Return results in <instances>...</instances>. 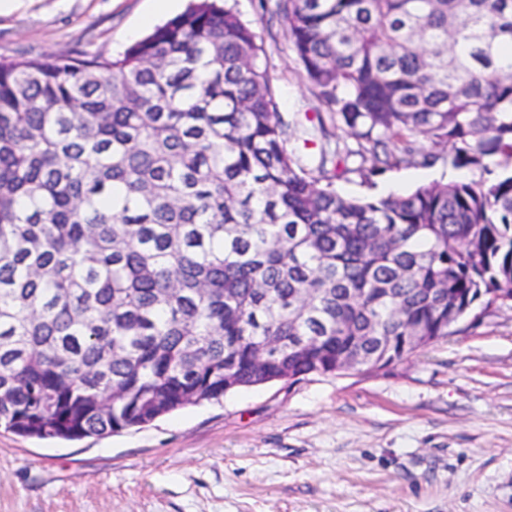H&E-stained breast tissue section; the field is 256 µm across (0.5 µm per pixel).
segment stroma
I'll list each match as a JSON object with an SVG mask.
<instances>
[{
    "instance_id": "obj_1",
    "label": "stroma",
    "mask_w": 512,
    "mask_h": 512,
    "mask_svg": "<svg viewBox=\"0 0 512 512\" xmlns=\"http://www.w3.org/2000/svg\"><path fill=\"white\" fill-rule=\"evenodd\" d=\"M154 0H23L0 14V55L112 56L180 14ZM266 50L284 118L316 125L283 20L237 0ZM351 176L347 196L478 178L448 166ZM0 512H512V306L370 373L311 374L189 405L78 441L0 430Z\"/></svg>"
}]
</instances>
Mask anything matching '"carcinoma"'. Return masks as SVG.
Returning <instances> with one entry per match:
<instances>
[{"label": "carcinoma", "instance_id": "cac0c4a2", "mask_svg": "<svg viewBox=\"0 0 512 512\" xmlns=\"http://www.w3.org/2000/svg\"><path fill=\"white\" fill-rule=\"evenodd\" d=\"M357 148L287 143L236 0L108 58L0 59V428L76 440L381 369L512 296V0H276ZM480 171L354 198L363 171Z\"/></svg>", "mask_w": 512, "mask_h": 512}]
</instances>
